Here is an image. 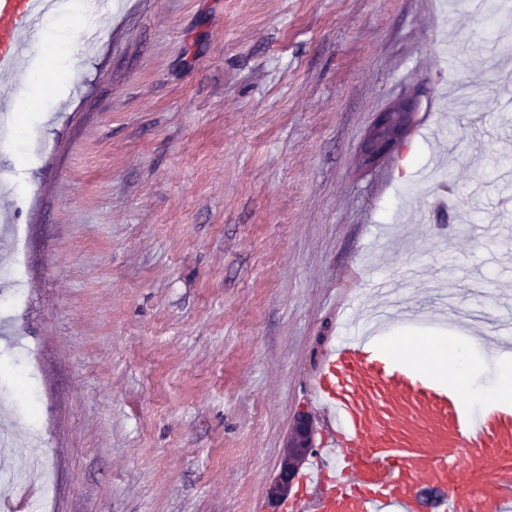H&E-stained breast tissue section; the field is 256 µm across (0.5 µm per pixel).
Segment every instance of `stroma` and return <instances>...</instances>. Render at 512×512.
Instances as JSON below:
<instances>
[{"label": "stroma", "mask_w": 512, "mask_h": 512, "mask_svg": "<svg viewBox=\"0 0 512 512\" xmlns=\"http://www.w3.org/2000/svg\"><path fill=\"white\" fill-rule=\"evenodd\" d=\"M0 146L26 241L0 277V424L43 512H275L308 369L379 282L512 337V90L469 0H112ZM469 48L442 62L443 35ZM413 99L400 149L357 156ZM444 125L466 154L419 179Z\"/></svg>", "instance_id": "35a3bbf8"}]
</instances>
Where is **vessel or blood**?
<instances>
[{"label": "vessel or blood", "mask_w": 512, "mask_h": 512, "mask_svg": "<svg viewBox=\"0 0 512 512\" xmlns=\"http://www.w3.org/2000/svg\"><path fill=\"white\" fill-rule=\"evenodd\" d=\"M46 0H0V112L14 104ZM376 324L322 350L309 380L328 447L291 512H512V410L471 411L448 386L386 357Z\"/></svg>", "instance_id": "obj_1"}]
</instances>
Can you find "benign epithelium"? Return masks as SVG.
I'll return each mask as SVG.
<instances>
[{
  "instance_id": "7a95c632",
  "label": "benign epithelium",
  "mask_w": 512,
  "mask_h": 512,
  "mask_svg": "<svg viewBox=\"0 0 512 512\" xmlns=\"http://www.w3.org/2000/svg\"><path fill=\"white\" fill-rule=\"evenodd\" d=\"M414 117V105L409 101L399 102L379 113L364 138L361 164L370 167L394 153L413 125ZM313 448V420L302 412L291 427L279 473L268 487L267 498L271 504L277 506L288 500L299 470Z\"/></svg>"
}]
</instances>
